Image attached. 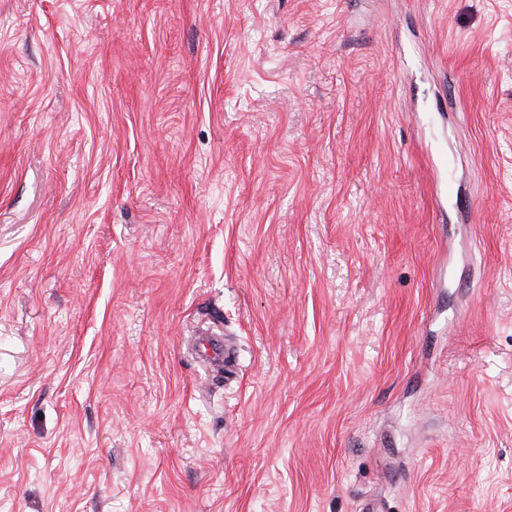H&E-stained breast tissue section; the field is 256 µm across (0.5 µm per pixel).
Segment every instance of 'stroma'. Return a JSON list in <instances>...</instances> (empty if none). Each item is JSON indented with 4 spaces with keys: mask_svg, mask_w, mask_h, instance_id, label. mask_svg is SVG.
<instances>
[{
    "mask_svg": "<svg viewBox=\"0 0 512 512\" xmlns=\"http://www.w3.org/2000/svg\"><path fill=\"white\" fill-rule=\"evenodd\" d=\"M369 498L512 512V0H0V512ZM195 356L207 365L224 369L229 354L224 351V343L217 336H201L198 339Z\"/></svg>",
    "mask_w": 512,
    "mask_h": 512,
    "instance_id": "1",
    "label": "stroma"
}]
</instances>
